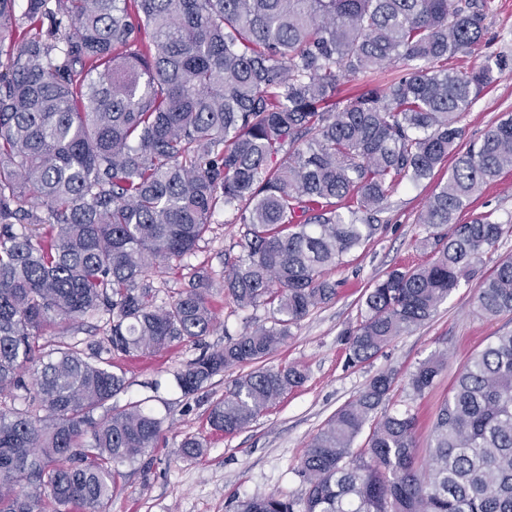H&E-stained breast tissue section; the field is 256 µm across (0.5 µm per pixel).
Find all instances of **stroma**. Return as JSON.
Wrapping results in <instances>:
<instances>
[{
  "label": "stroma",
  "mask_w": 512,
  "mask_h": 512,
  "mask_svg": "<svg viewBox=\"0 0 512 512\" xmlns=\"http://www.w3.org/2000/svg\"><path fill=\"white\" fill-rule=\"evenodd\" d=\"M488 2L482 41L470 53L456 55L449 62L451 68L464 70L479 65L491 53L509 59L496 83L461 118L469 142L479 140L502 113L512 112V0ZM447 177V171L441 170L419 184L400 185L372 240L327 270V278L336 284L335 297L291 326L287 340L267 360L272 368L299 366L306 374L305 382L233 435L212 433L207 416L211 404L223 398L241 376V369L224 371L190 396L177 388L175 375L201 351L223 347L225 334L235 335L273 321L270 306L242 310L222 291L224 260L241 255L245 228L237 224L232 212H217L211 232L199 241L187 261L172 269L152 268L145 281L157 288L161 303L184 288L195 272L206 271L212 282L216 328L198 345L175 343L146 356L115 359V366L126 374L127 387L114 398V405L141 402L164 424L156 448L147 454L149 470L121 466L112 512H234L239 501L255 496L304 498L308 485L299 468L308 442L339 407L383 371L395 376L389 409H408L417 417L415 452L419 465H426L436 413L459 369L492 336L512 331V313L493 319L478 316L476 286L471 283L458 288L429 320L393 339L371 361L350 362L346 333L359 323L364 294L374 280L391 269L431 261V250L421 245L427 231L418 216ZM486 214L500 219L512 215V172L487 184L458 220L465 223ZM438 352L445 355L442 372L424 395H415L408 386L410 373L420 361ZM189 436L207 440L205 455L178 457L179 446Z\"/></svg>",
  "instance_id": "35a3bbf8"
}]
</instances>
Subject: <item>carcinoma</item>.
Segmentation results:
<instances>
[{
    "instance_id": "obj_1",
    "label": "carcinoma",
    "mask_w": 512,
    "mask_h": 512,
    "mask_svg": "<svg viewBox=\"0 0 512 512\" xmlns=\"http://www.w3.org/2000/svg\"><path fill=\"white\" fill-rule=\"evenodd\" d=\"M17 7L0 0V395L19 391L26 407L0 412V512H110L116 467L141 461L163 431L139 404L112 405L126 389L112 355L211 333L208 274L194 273L162 305L143 280L153 265L190 256L217 208L245 226L243 254L224 262V295L277 314L175 375L187 396L256 366L211 406L208 424L224 434L304 381L295 365L261 363L336 295L325 271L375 236L402 182L418 184L454 157L419 215L433 260L368 289L349 332L354 362L428 320L512 234V219L457 222L485 183L512 171V114L465 148L459 126L508 59L448 69L484 35L482 0ZM387 67L385 84L336 102L341 85ZM477 311L512 312V259L480 277ZM100 314L108 345L95 360L76 344L40 352L46 329ZM444 362H420L412 391L430 388ZM393 384L379 373L312 438L304 499L253 497L235 512H512V332L463 363L424 474L414 415L381 410ZM205 451L200 437L180 446L187 458Z\"/></svg>"
}]
</instances>
